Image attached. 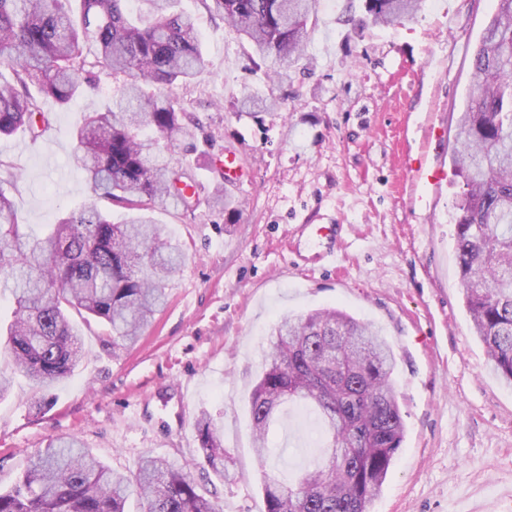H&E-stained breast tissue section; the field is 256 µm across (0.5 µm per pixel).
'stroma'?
Segmentation results:
<instances>
[{
  "instance_id": "35a3bbf8",
  "label": "stroma",
  "mask_w": 512,
  "mask_h": 512,
  "mask_svg": "<svg viewBox=\"0 0 512 512\" xmlns=\"http://www.w3.org/2000/svg\"><path fill=\"white\" fill-rule=\"evenodd\" d=\"M362 0H319L306 56L311 74L284 86L253 70L247 47L206 0H181L203 43V74L172 89L202 130L194 153L172 146L171 163L194 164L212 186L235 152L239 212L200 204L161 207L163 236L187 259L167 284V303L133 345L106 328L81 329L75 372L47 392L16 377L0 399V487L47 444L77 437L109 469L135 470L144 454L182 465L197 458L194 422L207 412L236 461L224 481L193 475L224 512H264L260 474L289 482L324 451L304 406L285 405L269 433L266 466L253 450L250 393L280 316L336 307L380 329L392 346L404 439L370 512H512V388L491 370L464 303L455 243V125L471 81L476 42L495 0H425L392 27L339 23ZM95 68L67 107L45 101L49 127L0 139L17 175L9 188L20 223L39 233L91 197L75 158L86 113L104 110L124 83ZM281 99L250 113L242 98ZM443 137L428 161L436 184L410 188L422 125ZM311 224H338L335 254L308 242Z\"/></svg>"
}]
</instances>
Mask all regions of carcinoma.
<instances>
[{
	"mask_svg": "<svg viewBox=\"0 0 512 512\" xmlns=\"http://www.w3.org/2000/svg\"><path fill=\"white\" fill-rule=\"evenodd\" d=\"M179 0H0V137L48 125L42 100L69 105L90 68L125 74L103 112L77 130V159L94 197L129 210L114 223L91 203L43 235L18 223L0 186V293L14 301L7 326L11 374L38 389L70 376L81 356L75 312L107 327L112 345L138 341L165 300L167 282L185 254L160 235L151 211L161 203L192 209L206 193L211 207L236 213L221 182L211 191L191 168L174 166L165 149L195 144L199 123L151 89L200 77L201 37ZM317 0H212V9L246 40L280 83H290L310 38ZM364 14L344 22L389 27L412 17L423 0H363ZM477 43L472 84L456 125L455 202L460 278L473 330L492 371L512 386V0H497ZM93 42L89 60L82 45ZM38 85L40 97L28 92ZM246 109L276 110L280 101L250 96ZM149 127L151 136L141 135ZM266 367L250 397L257 460L285 403L313 407L327 434L325 457L293 483L262 474L265 512H369L404 437L393 374L396 357L381 332L336 308L282 316L270 335ZM203 463L218 477L227 456L207 414L195 422ZM135 486L144 512H223L198 491L191 469L146 454L128 475L105 467L75 438L39 451L15 485L0 489V512H126Z\"/></svg>",
	"mask_w": 512,
	"mask_h": 512,
	"instance_id": "obj_1",
	"label": "carcinoma"
}]
</instances>
